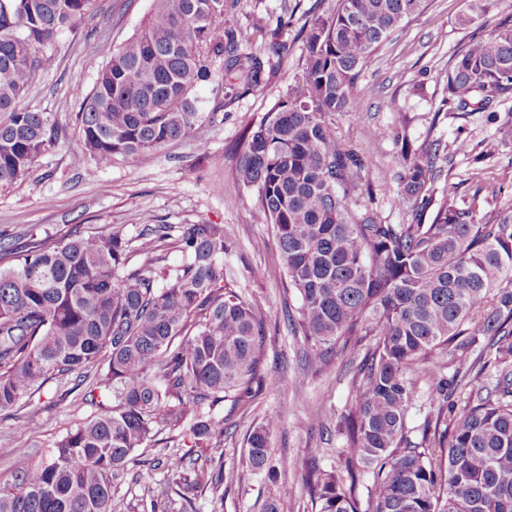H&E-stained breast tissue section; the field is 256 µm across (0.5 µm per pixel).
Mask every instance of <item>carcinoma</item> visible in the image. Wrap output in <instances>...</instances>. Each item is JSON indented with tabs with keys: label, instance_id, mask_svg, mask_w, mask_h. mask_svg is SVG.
<instances>
[{
	"label": "carcinoma",
	"instance_id": "carcinoma-1",
	"mask_svg": "<svg viewBox=\"0 0 512 512\" xmlns=\"http://www.w3.org/2000/svg\"><path fill=\"white\" fill-rule=\"evenodd\" d=\"M226 0H151L140 28L96 73L76 119L92 164L135 159L170 141L198 139L207 115L193 90L216 70L229 85L259 87L288 56L279 29L264 52H246L255 32L224 26ZM424 0H334L303 29L301 74L246 129L233 188L251 191L278 243L288 287L301 299L294 332L322 366L337 344L372 341L340 415L344 464L316 469L318 512H512V368L489 385L443 403L409 437L416 369L438 353L512 360V208L478 215L442 194L440 143L409 154L397 202L409 224H385L350 208L364 162L336 135L335 117L358 108L367 58ZM94 0H0V191L12 188L56 143L53 113L20 106L37 70L55 62L52 45L75 29ZM512 96V14L474 33L448 68V102L486 112ZM435 206L428 224L417 216ZM146 224L140 250L168 237ZM184 262L127 272L130 241L118 233L74 235L51 246L0 248V410L18 406L58 375L89 377L109 401L57 440L48 456L0 487V512H112V474L168 425L190 424L186 448L224 439L206 401H236L263 380V320L224 267V226L189 224ZM270 424L245 439L251 472L275 481ZM180 487L218 493L224 464L188 478L183 458L165 464ZM374 492L361 504L358 469Z\"/></svg>",
	"mask_w": 512,
	"mask_h": 512
}]
</instances>
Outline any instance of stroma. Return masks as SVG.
I'll use <instances>...</instances> for the list:
<instances>
[{
	"instance_id": "1",
	"label": "stroma",
	"mask_w": 512,
	"mask_h": 512,
	"mask_svg": "<svg viewBox=\"0 0 512 512\" xmlns=\"http://www.w3.org/2000/svg\"><path fill=\"white\" fill-rule=\"evenodd\" d=\"M151 0H96L90 16L54 44L55 65L37 72L26 105L55 115L58 143L41 155L29 174L0 191V243L16 248L51 244L72 234L121 233L135 252L130 268L182 264L178 239L184 225L224 227L226 266L236 274L238 292L261 309L267 324L264 347L267 382L249 401L221 402L211 409L224 422V443L199 452L197 467L224 465L238 472L223 494L200 487L170 488L166 459L182 455L180 429H163L153 446L137 451L112 479L113 512H266L279 483L292 495L283 512H317L306 486L311 466H338L344 439L337 417L352 395L355 370L347 354L334 353L327 367L309 366L302 337L288 320L300 301L286 287L277 244L253 196L228 191L239 160L243 130L258 124L300 71L302 43L297 32L314 16L327 12L332 0H229L225 25L273 28L288 17L284 34L288 56L269 81L242 92L213 80L196 94L209 117L199 130L205 149L191 141H173L136 160L115 159L91 179L90 158L82 149L75 120L89 95L98 67L114 47L130 37L146 17ZM512 13V0H425L421 11L393 31L367 59L358 78L359 109L337 114V135L370 161L351 190L356 215L372 212L388 224H404L408 210L395 205L397 176L405 149L440 141L446 186L457 201L483 214L512 207V99L496 102L491 112L463 114L448 102V65L475 32L489 31L495 19ZM472 25H461L462 16ZM468 152L456 149L459 140ZM147 224H166L170 235L155 250L141 252L140 232ZM263 238L267 246L255 250ZM438 394L431 377H423L407 415L413 439L434 417ZM76 389L74 376L47 382L24 407L0 411V487L11 485L19 471L40 460L67 431L93 416ZM273 420L269 446L274 460L289 466L279 482L249 471L245 437Z\"/></svg>"
}]
</instances>
